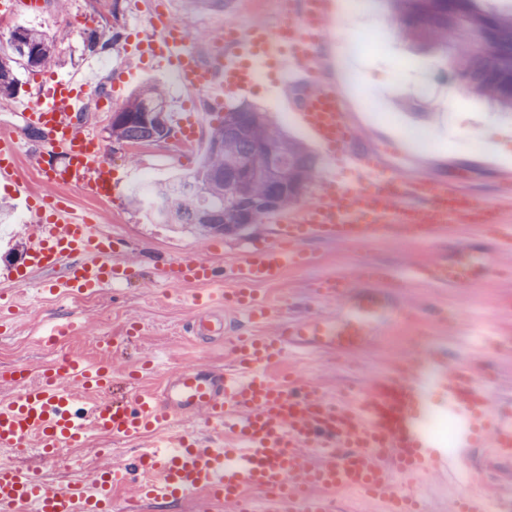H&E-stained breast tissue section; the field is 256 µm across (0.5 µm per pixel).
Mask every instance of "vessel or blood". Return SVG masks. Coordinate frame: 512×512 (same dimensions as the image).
I'll return each instance as SVG.
<instances>
[{"mask_svg":"<svg viewBox=\"0 0 512 512\" xmlns=\"http://www.w3.org/2000/svg\"><path fill=\"white\" fill-rule=\"evenodd\" d=\"M289 22L280 34L262 24L249 26L223 57L204 60L182 26L156 24V36L130 39L129 57H150L174 66L181 83L204 91L207 103L248 88L269 64L302 87L295 103L301 126L348 167L349 179L329 174L316 199L279 218L269 245L246 250L227 275L230 288L219 296L209 286L219 279L210 262L191 255L164 264L174 285H199L192 298L204 334L222 333L212 302L246 313L254 324L268 322L260 284L278 283L291 267L307 264V243L318 240L359 246L395 234L438 243L431 260L414 263L394 287L377 289L382 269L360 270V287L328 278L312 288L315 309L282 322L265 336H240L232 343L233 367L216 371L193 365L166 376L158 391L126 388L115 399L118 381L111 361L63 354L53 368L33 375L28 368L0 370L10 387L0 401V449L36 447L54 460L82 445L89 432L138 441L177 420H200L168 450L146 451L108 464L60 489L38 472L0 463V512H109L112 492L133 488L129 512L142 503L167 502L196 494L231 506L233 512H336L343 491L378 512H409L421 490L453 484L454 512H488L497 500L512 512V407L496 400L499 390L482 363H452L447 353L415 347L378 375L354 387L326 394L320 383L282 382L268 373L285 352L352 355L362 351L387 322L419 317V309L396 302L406 279L435 288H463L479 280L500 253L512 252V224H486L483 204L452 181H409L378 159L353 151L352 123L335 91L312 77L323 61V41L298 28V17L322 27L329 0H289ZM85 105L73 81L57 80L46 96L23 105V118L43 138L34 147L44 186L65 181L83 195L112 192V172L97 138L78 120ZM14 137L0 135V179L18 180ZM34 226L22 267L9 270L15 282L28 272L47 273L55 296H92L127 281L133 267L117 240L100 225L70 216L56 202H29ZM467 243L450 250L447 237L462 228ZM444 423L447 433L436 425Z\"/></svg>","mask_w":512,"mask_h":512,"instance_id":"b4317fda","label":"vessel or blood"}]
</instances>
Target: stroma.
Returning <instances> with one entry per match:
<instances>
[{"label": "stroma", "instance_id": "35a3bbf8", "mask_svg": "<svg viewBox=\"0 0 512 512\" xmlns=\"http://www.w3.org/2000/svg\"><path fill=\"white\" fill-rule=\"evenodd\" d=\"M40 4L33 15L19 10L17 23L63 33L60 60L44 71L16 60L13 69L19 80L17 96L38 99L43 81L67 78L77 72L98 89V96L89 99L82 120L100 139L117 190L112 199L98 202L72 189L68 192L69 205L78 216L94 210L105 230L126 240L131 247L129 260L135 264L136 272L127 283L78 303L43 293L46 275L33 272L20 286L21 307L0 314V369L20 365L36 372L55 364L64 352L95 358L98 340L118 335L129 322L139 324L142 335L136 344L113 359L112 368L120 373L137 363L152 361L154 370L143 379V387L155 386L165 375L188 365L228 367L230 360L223 342L200 344L191 332L195 311L190 297L196 293V286L165 282L159 274V258L192 254L228 269L249 247L275 242V223L261 222L236 235L182 234L171 231L150 210L138 211L128 203L131 191L145 177L159 183L194 171L205 157L208 133L218 123L219 113L201 111L202 97L182 90L172 67L155 60L130 63L122 42L114 41L111 49L94 55L85 51L83 31L71 25L74 15L86 16L88 28L106 37L115 33L126 35L135 29L147 30L146 20L132 21L130 0H68L63 10L56 8L55 0H40ZM168 8L201 49L212 44L225 27L267 16L262 6L253 5L252 0H228L227 6L211 9H191L185 0H168ZM324 40L329 56L362 64L357 93L344 96L349 117L360 131L354 143L356 150L378 155L419 180H456L467 194L485 205L498 201L512 182V116L494 111L486 101L461 94L446 62L411 53L391 20L388 0H357L355 10L350 12L343 0H333ZM404 61L410 62L413 70L402 85L398 82L397 67ZM148 83L165 87L169 115L181 118L183 125L197 128L196 148L185 146L176 130L160 141L113 145L107 134L113 112L133 89ZM282 97V87L265 81L246 91L225 94L224 105L230 108L244 102L258 104L274 124L285 127L297 140L309 145L315 159V169L304 193V200L309 203L317 194L319 178L326 172L329 160L323 151L312 146ZM414 127L426 133L424 145L410 146L407 132ZM1 132L12 134L17 140L21 149L19 171L32 194L44 195L26 152L27 145L38 141V134L25 125L19 113L0 107ZM474 141L482 144V151L466 150V143ZM306 249L311 255L307 266L288 270L279 283L257 288L258 294L270 301L273 320L301 314L310 300L311 286L320 279L335 276L353 282L363 265L397 273L403 265L434 254L433 247L389 235L377 237L358 249L321 241L308 243ZM427 294L449 312L478 310L492 316L497 334L485 364L498 374L501 392L511 390L512 270H490L470 288L445 290L418 284L408 290L404 299L416 304ZM57 320L75 322L76 328L59 347L42 346L39 336L47 334L50 324ZM403 336V330L387 327L376 344L354 358L324 355L302 360L291 356L283 367L295 370L303 380L318 381L333 390L354 383L358 376L388 368L400 355ZM103 448L111 449L116 460L135 451L134 445L94 431L81 447L65 449L55 461L44 460L31 450L12 453L9 459L38 471L46 481L63 488L104 465L99 454Z\"/></svg>", "mask_w": 512, "mask_h": 512}]
</instances>
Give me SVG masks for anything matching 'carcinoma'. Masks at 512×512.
<instances>
[{
  "label": "carcinoma",
  "mask_w": 512,
  "mask_h": 512,
  "mask_svg": "<svg viewBox=\"0 0 512 512\" xmlns=\"http://www.w3.org/2000/svg\"><path fill=\"white\" fill-rule=\"evenodd\" d=\"M403 38L420 52L450 59L458 87L483 98L500 112H512V6L484 9L477 0H390ZM12 56H0V104L13 99L17 80L13 57L31 67L57 62V43L34 27H18L10 36ZM167 104L155 85L135 90L108 128L114 143L163 139L147 113ZM314 170L306 147L267 122L254 105L227 111L211 132L208 153L194 173L168 182L156 216L184 232L224 233L247 228L260 218L258 201L270 210L297 202Z\"/></svg>",
  "instance_id": "cac0c4a2"
}]
</instances>
